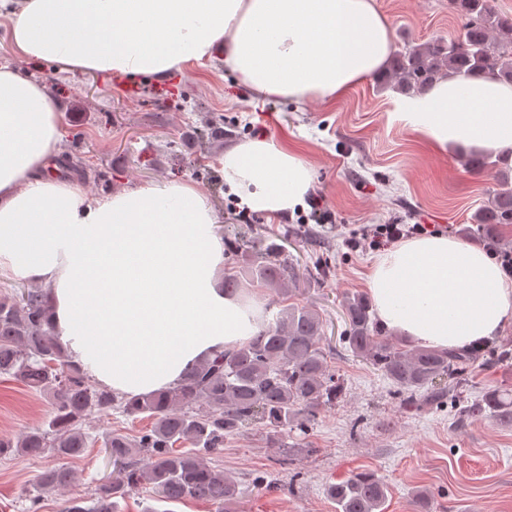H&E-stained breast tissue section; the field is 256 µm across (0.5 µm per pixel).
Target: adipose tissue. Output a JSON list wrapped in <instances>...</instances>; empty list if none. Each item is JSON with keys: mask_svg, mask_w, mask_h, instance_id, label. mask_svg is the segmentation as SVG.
Segmentation results:
<instances>
[{"mask_svg": "<svg viewBox=\"0 0 512 512\" xmlns=\"http://www.w3.org/2000/svg\"><path fill=\"white\" fill-rule=\"evenodd\" d=\"M17 53L60 73L166 81L223 53L264 98L330 102L381 72L394 50L375 0H0ZM401 120L437 147L512 153V85L451 77L404 102ZM61 112L44 83L0 66V279L47 285L69 360L129 398L175 386L197 361L254 332L256 308L224 294L218 215L188 182L98 197L47 175ZM240 206L304 205L312 169L265 137L225 151ZM380 322L432 349L485 343L512 322V280L442 235L376 254Z\"/></svg>", "mask_w": 512, "mask_h": 512, "instance_id": "ef3b65f1", "label": "adipose tissue"}]
</instances>
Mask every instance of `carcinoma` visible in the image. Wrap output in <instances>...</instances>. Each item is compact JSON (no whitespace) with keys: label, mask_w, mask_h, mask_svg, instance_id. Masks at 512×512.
<instances>
[{"label":"carcinoma","mask_w":512,"mask_h":512,"mask_svg":"<svg viewBox=\"0 0 512 512\" xmlns=\"http://www.w3.org/2000/svg\"><path fill=\"white\" fill-rule=\"evenodd\" d=\"M465 19L457 38H436L393 53L380 86L401 95H419L450 75H487L512 83V16L499 13L493 0H450ZM465 165L475 174L494 170L497 189L474 215L471 233L497 242L498 226L512 224V170L508 158L471 154ZM252 281L282 296L285 305L274 318L258 325L245 343L207 357L191 367L174 387L125 399L92 382L70 364L49 323V302L41 288L0 296V374L8 375L43 395L49 405L47 427L27 432L16 441L0 439V457H77L89 447L83 422L118 410L128 417L152 419L149 428L130 439L109 436L104 448L114 466L111 479L97 485L91 504L69 499L62 512H119L118 499L142 485L152 488L160 502L206 500L216 512H235L242 491L237 481L210 466L222 454L224 439L243 424L263 420L277 434H306L321 410L336 404L344 385L330 369L325 349L322 314L290 298L300 279L293 265L278 260L252 261L244 269ZM345 329L340 340L356 357L381 370L406 404L418 403L421 392L441 401L432 391L436 380L454 382L450 392L467 385V375L482 353L500 361L512 359L505 350H447L415 347L386 333L363 295L341 303ZM459 408V419L490 417L512 423V391L488 389ZM183 444L191 449L182 450ZM74 480L64 465L45 470L37 485L64 490ZM327 495L336 512H384L387 486L370 471L356 472L333 483Z\"/></svg>","instance_id":"carcinoma-1"}]
</instances>
